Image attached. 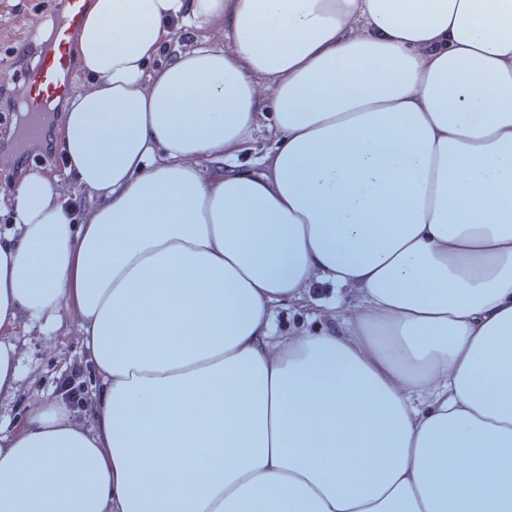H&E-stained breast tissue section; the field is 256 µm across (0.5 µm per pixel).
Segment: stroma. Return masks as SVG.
<instances>
[{"label":"stroma","mask_w":512,"mask_h":512,"mask_svg":"<svg viewBox=\"0 0 512 512\" xmlns=\"http://www.w3.org/2000/svg\"><path fill=\"white\" fill-rule=\"evenodd\" d=\"M49 11V0H0V72L12 65L29 63L35 57L37 50L31 44L29 31ZM203 39L215 45L224 44V30L216 24L197 29L175 21L171 39L161 47L157 60L166 62L174 50L190 49ZM15 140L14 128L0 130L1 241L16 233L9 196L3 191L5 177L11 173L16 180H23L31 173V159L44 160L40 173L50 180L61 197L74 203L77 210L86 206L84 193L62 163V154L52 140L44 136L20 146ZM358 301L356 290H338L325 281H312L301 302L277 311L276 332L288 336L336 323ZM7 339L17 347L19 374L16 393L0 400V435L18 430L28 409L50 393L70 402L74 420L89 421L96 379L86 361L75 313L65 307L53 322L18 323Z\"/></svg>","instance_id":"stroma-1"}]
</instances>
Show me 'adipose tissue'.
Returning a JSON list of instances; mask_svg holds the SVG:
<instances>
[{
    "instance_id": "obj_1",
    "label": "adipose tissue",
    "mask_w": 512,
    "mask_h": 512,
    "mask_svg": "<svg viewBox=\"0 0 512 512\" xmlns=\"http://www.w3.org/2000/svg\"><path fill=\"white\" fill-rule=\"evenodd\" d=\"M180 17L227 45L156 64ZM78 55L93 202L16 187L0 333L75 308L99 386L0 436V512H512V0H92ZM315 278L356 308L277 335ZM262 116H259L258 127L253 131L252 138L236 152L230 162L236 165H243L252 169L260 168L259 159L267 152L274 141L273 131L270 129V120L267 118L269 109L261 110Z\"/></svg>"
}]
</instances>
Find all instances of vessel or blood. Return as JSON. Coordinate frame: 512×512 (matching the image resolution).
<instances>
[{"label":"vessel or blood","instance_id":"vessel-or-blood-1","mask_svg":"<svg viewBox=\"0 0 512 512\" xmlns=\"http://www.w3.org/2000/svg\"><path fill=\"white\" fill-rule=\"evenodd\" d=\"M89 0H56L54 16L57 21L55 37L39 52L35 64L23 67L21 74L27 86L30 99L28 112L30 120L26 126L28 138H39L43 132L40 114L46 99H60L71 90L73 75L71 55L75 38Z\"/></svg>","mask_w":512,"mask_h":512}]
</instances>
